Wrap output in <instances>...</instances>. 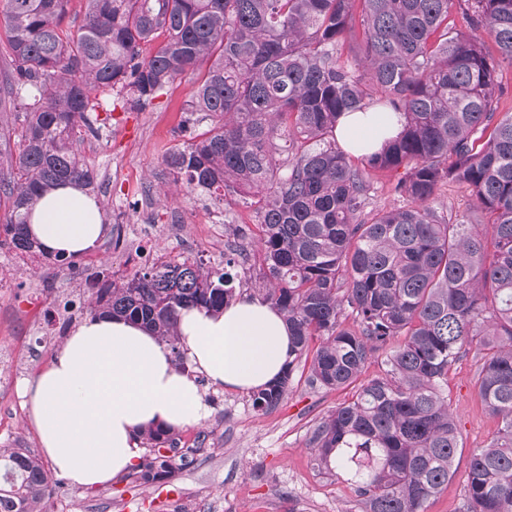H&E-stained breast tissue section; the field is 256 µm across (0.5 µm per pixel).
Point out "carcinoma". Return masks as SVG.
I'll return each mask as SVG.
<instances>
[{"label": "carcinoma", "mask_w": 512, "mask_h": 512, "mask_svg": "<svg viewBox=\"0 0 512 512\" xmlns=\"http://www.w3.org/2000/svg\"><path fill=\"white\" fill-rule=\"evenodd\" d=\"M68 2L6 0L0 122L10 112L20 127L17 155L0 157V249L41 253L25 232L40 193L93 188L77 145L99 135L98 95L142 108L208 64L181 126L188 138L163 161L175 181L237 197L258 218L262 300L288 323L293 359L252 393L253 408L275 409L294 362L313 352L311 384L354 389L311 431L318 466L340 470L365 512H425L454 474L448 374L475 344L478 393L498 426L469 458L463 512H512V113L499 111L498 74L512 65V0H85L76 29ZM371 107L399 113L402 128L359 168L336 125ZM371 170L397 173L407 204L365 211ZM448 182L470 190L493 251L471 217L450 224L434 208ZM243 264L159 259L120 283L94 272L87 313L139 323L182 366L181 310L224 309ZM379 357L383 372L359 381ZM145 436L150 454L130 477L164 483L174 466L160 448L177 450L180 437ZM50 494L33 450L0 448V512H42Z\"/></svg>", "instance_id": "obj_1"}]
</instances>
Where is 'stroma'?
<instances>
[{
    "instance_id": "stroma-1",
    "label": "stroma",
    "mask_w": 512,
    "mask_h": 512,
    "mask_svg": "<svg viewBox=\"0 0 512 512\" xmlns=\"http://www.w3.org/2000/svg\"><path fill=\"white\" fill-rule=\"evenodd\" d=\"M196 88L195 76L184 75L142 109L115 110L100 96L98 115L106 124L99 137L84 140L81 154L111 234L78 258L75 270L0 251V448L40 449L21 387L49 366L68 331L86 319L95 299L90 273L119 281L160 258L217 268L225 252L249 245L256 234L252 208L232 196L174 185L163 162L165 149L181 141ZM65 298L75 301L65 328L50 333L48 314ZM480 364V351L469 349L448 375L459 432L455 474L426 512H461L469 457L497 429L478 394ZM309 367L297 363L287 395L266 413L253 409L249 393L203 385L211 413L181 429L173 479L141 484L121 475L89 490L56 476L45 512H363L346 482L314 467L308 446L313 426L353 391L310 384Z\"/></svg>"
}]
</instances>
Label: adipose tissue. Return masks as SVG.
<instances>
[{"label": "adipose tissue", "instance_id": "adipose-tissue-1", "mask_svg": "<svg viewBox=\"0 0 512 512\" xmlns=\"http://www.w3.org/2000/svg\"><path fill=\"white\" fill-rule=\"evenodd\" d=\"M400 129L398 114L375 108L342 116L336 139L350 155L366 158ZM107 231L96 196L74 184L43 194L27 224L45 252L73 258L95 249ZM178 335L182 368L140 324L90 317L25 383V403L55 473L81 488L129 473L141 459L147 429L179 430L208 417L197 374L212 386L250 392L279 380L292 356L283 316L256 297L219 312L183 310Z\"/></svg>", "mask_w": 512, "mask_h": 512}]
</instances>
